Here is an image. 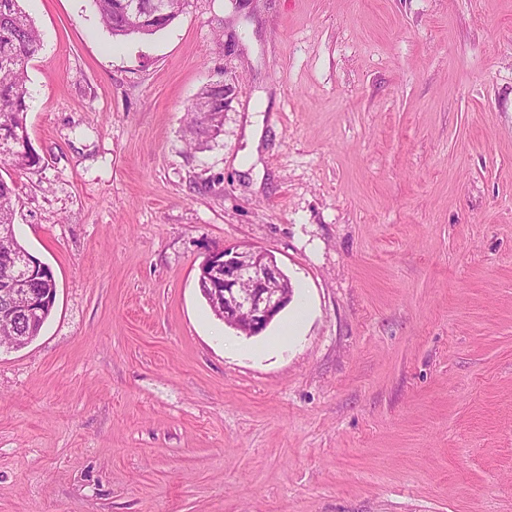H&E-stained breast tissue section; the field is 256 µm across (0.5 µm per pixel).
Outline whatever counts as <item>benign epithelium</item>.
Listing matches in <instances>:
<instances>
[{"instance_id":"obj_1","label":"benign epithelium","mask_w":512,"mask_h":512,"mask_svg":"<svg viewBox=\"0 0 512 512\" xmlns=\"http://www.w3.org/2000/svg\"><path fill=\"white\" fill-rule=\"evenodd\" d=\"M44 263H8L0 273V302L4 309L21 306L32 313L39 301L20 292L19 280L34 276ZM201 274L210 288L211 302L223 309L224 324L251 336L260 334L291 301L285 276L273 256L251 247H224L209 253Z\"/></svg>"}]
</instances>
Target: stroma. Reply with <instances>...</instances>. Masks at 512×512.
Instances as JSON below:
<instances>
[{
  "instance_id": "1",
  "label": "stroma",
  "mask_w": 512,
  "mask_h": 512,
  "mask_svg": "<svg viewBox=\"0 0 512 512\" xmlns=\"http://www.w3.org/2000/svg\"><path fill=\"white\" fill-rule=\"evenodd\" d=\"M22 6L57 297L0 348V512H512V0ZM245 244L294 287L252 337L198 285ZM132 1L91 0L112 37L153 35L178 19L187 3V0H136L138 11L130 13L128 5ZM191 119L187 133L191 140L198 141L199 137L208 135L213 130H219L224 118V85L215 83L206 87L197 102L193 103L190 111ZM56 295H57V289L52 292L50 305L47 306V302H46L44 309L37 311L32 316V320H33L32 326H30L28 324L26 317L24 318V321L20 320L17 317H13V326H14L15 331L18 332V335L22 336V339L24 336H32V338L29 340V342L22 344V345L20 344V346L18 348H21L24 345L30 343L33 339H35L39 335L43 325L49 318V316L55 306Z\"/></svg>"
}]
</instances>
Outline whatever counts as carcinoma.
<instances>
[{"instance_id": "1", "label": "carcinoma", "mask_w": 512, "mask_h": 512, "mask_svg": "<svg viewBox=\"0 0 512 512\" xmlns=\"http://www.w3.org/2000/svg\"><path fill=\"white\" fill-rule=\"evenodd\" d=\"M20 0H0V165L16 172L29 170L41 162L35 148L29 144L25 122L27 65L40 47L39 33ZM102 24L115 38L153 35L171 25L183 13L187 0H136L138 11H128L129 0H91ZM187 133L196 141L199 137L219 130L224 118V85L212 84L193 103ZM16 184L0 176V235L11 238L19 252L25 248L13 230ZM54 275L41 273L27 284L30 294L51 295L50 305L37 311L33 323L13 318L18 335L37 337L49 318L56 302Z\"/></svg>"}]
</instances>
